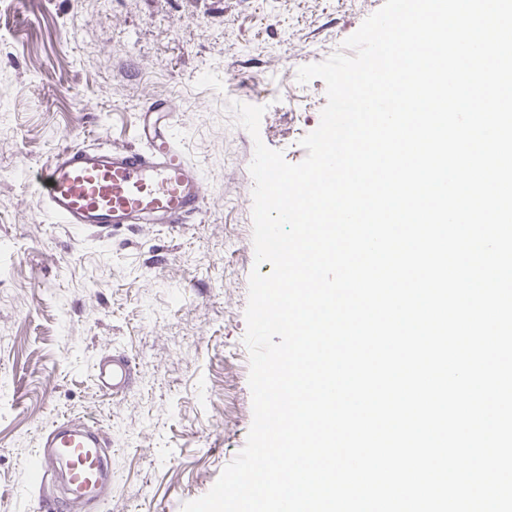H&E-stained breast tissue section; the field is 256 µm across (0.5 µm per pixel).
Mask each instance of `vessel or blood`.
I'll list each match as a JSON object with an SVG mask.
<instances>
[{"label": "vessel or blood", "mask_w": 512, "mask_h": 512, "mask_svg": "<svg viewBox=\"0 0 512 512\" xmlns=\"http://www.w3.org/2000/svg\"><path fill=\"white\" fill-rule=\"evenodd\" d=\"M147 109L163 118L141 126V147L68 144L28 173L31 188L58 223L107 230L116 224H187L199 218L204 177L173 133L176 108L163 100ZM93 377L103 394L121 397L135 384L137 367L127 355L108 354L96 361ZM108 444L99 430L69 420L44 434L27 468L37 483L59 474L65 478L54 512H98L111 493Z\"/></svg>", "instance_id": "obj_1"}]
</instances>
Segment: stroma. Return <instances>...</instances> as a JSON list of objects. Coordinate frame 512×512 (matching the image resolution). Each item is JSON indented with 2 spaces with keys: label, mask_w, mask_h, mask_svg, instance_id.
<instances>
[{
  "label": "stroma",
  "mask_w": 512,
  "mask_h": 512,
  "mask_svg": "<svg viewBox=\"0 0 512 512\" xmlns=\"http://www.w3.org/2000/svg\"><path fill=\"white\" fill-rule=\"evenodd\" d=\"M384 0H0V512H43L59 486L25 468L62 418L111 439L101 512H182L244 447L253 412L245 309L255 265L254 156L232 103L261 105L263 143L291 164L326 86L299 67L341 49ZM204 173L192 224H60L26 174L59 147L136 146L140 110ZM134 387L105 397L97 359ZM93 377L98 389L112 398L124 396L137 379V367L124 354L103 355L95 363Z\"/></svg>",
  "instance_id": "obj_1"
}]
</instances>
